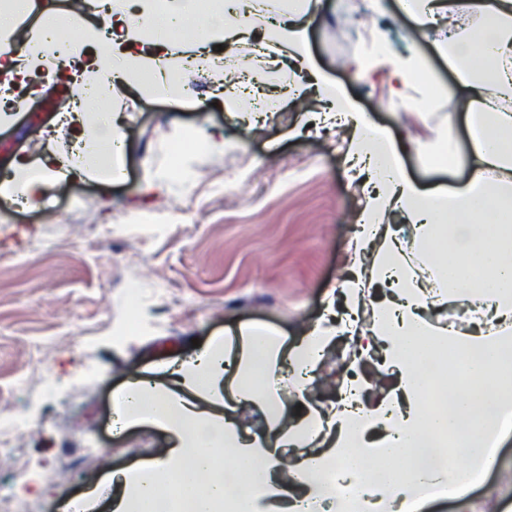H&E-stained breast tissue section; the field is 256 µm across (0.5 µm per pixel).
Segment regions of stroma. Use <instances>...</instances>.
<instances>
[{
    "label": "stroma",
    "instance_id": "stroma-1",
    "mask_svg": "<svg viewBox=\"0 0 512 512\" xmlns=\"http://www.w3.org/2000/svg\"><path fill=\"white\" fill-rule=\"evenodd\" d=\"M308 37L337 93L396 138L450 132L456 152L468 153L463 90L435 48L442 32L414 35L397 0H326ZM362 57L381 64L358 79ZM412 57L423 63L411 89L417 109L390 97L383 66ZM215 81L195 75L189 98L147 86L105 100L104 111L125 112L122 181L61 175L39 209L0 196V416L20 411L37 423L0 450V486L32 512H62L76 497L87 512H112V496L99 493L105 477L168 447V433L147 421L114 434L112 394L126 381L148 379L154 392L220 414L233 379L217 394L177 390L169 364L193 342L245 327L291 345L327 316L367 184L348 163L349 132L325 120L317 92L258 121L249 98L236 112L218 104ZM67 99L52 85L0 124V179L15 156L36 164L66 153L54 127ZM218 136L223 149H210ZM404 164L426 187L467 176L414 149ZM60 213L73 218L67 228ZM349 354L338 340L327 349L312 405L335 400ZM467 497L476 512H512V434Z\"/></svg>",
    "mask_w": 512,
    "mask_h": 512
}]
</instances>
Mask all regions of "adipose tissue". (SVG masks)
<instances>
[{"label":"adipose tissue","mask_w":512,"mask_h":512,"mask_svg":"<svg viewBox=\"0 0 512 512\" xmlns=\"http://www.w3.org/2000/svg\"><path fill=\"white\" fill-rule=\"evenodd\" d=\"M241 9L239 0L218 7L201 0H103L104 24L85 23L80 38L61 39L70 17L45 16L26 39L17 21L30 15L37 0H11L0 12V111L21 108L14 86L41 93L38 72H59L62 58L79 62L70 72L75 112L70 131L76 146L69 167H102L103 147L123 154L121 115L97 120L96 138L86 134V112L96 110L104 93L140 89L145 73L169 67L172 34L191 30L198 46L243 42L257 18L267 45L287 50L298 60L304 79L286 91L304 97L316 88L330 110L351 130L349 154L366 163L375 181L367 193L360 230L348 248V264L339 290L350 312H368L371 325L351 332L361 356H380L381 373L370 382L343 378L339 398L287 418L281 401L290 389L299 400L312 390L335 327L306 328L291 349L265 328L255 327L241 341L215 338L173 370L177 383L192 389L219 390L229 366L237 368L239 398L225 405L223 417L200 411L190 402L162 395L144 403V380L128 382L112 396L114 427L126 430L151 421L172 436L163 455L121 473V497L114 512H140L156 502L163 488L178 485L190 512H422L435 498H464L456 461L482 474L497 457L496 446L512 433V0H399V11L414 32L427 36L453 18L458 31L438 52L457 77L464 94L459 108L467 119L470 151L468 181L451 189H425L405 171L408 145L351 106H338L320 68L307 52V4L289 0L272 9ZM13 179L0 183V194L38 206L59 173L51 164H13ZM408 217L412 232L401 236L386 222L394 211ZM389 284L391 298H371L372 281ZM461 297L473 299L467 327L435 326L430 307ZM457 349L467 359L454 396L437 391L420 365L428 342ZM286 360L287 374L256 368ZM259 409L261 432L244 433L240 409ZM412 467L410 475L384 471L387 460ZM370 471L359 489L344 492L340 464ZM252 471L260 492L240 487L234 471ZM205 474V483L187 484V471ZM288 471L290 483L276 478Z\"/></svg>","instance_id":"1"}]
</instances>
